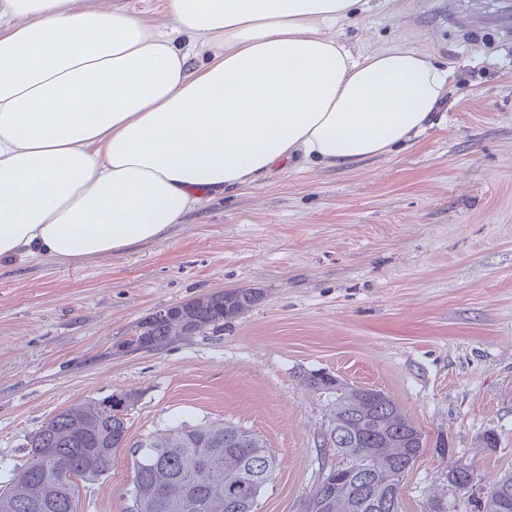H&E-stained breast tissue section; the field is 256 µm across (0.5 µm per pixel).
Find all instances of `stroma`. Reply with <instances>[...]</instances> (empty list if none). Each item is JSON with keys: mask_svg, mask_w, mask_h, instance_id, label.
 I'll use <instances>...</instances> for the list:
<instances>
[{"mask_svg": "<svg viewBox=\"0 0 512 512\" xmlns=\"http://www.w3.org/2000/svg\"><path fill=\"white\" fill-rule=\"evenodd\" d=\"M502 7L359 0L337 24L353 52L401 43L452 70L440 123L413 143L203 199L167 237L119 255L0 260V463L23 464L53 414L134 391L131 441L242 425L277 461L258 512H300L326 419L300 375L321 370L389 394L425 435L403 512H425L452 461L486 486L512 475V28L490 24ZM237 288L264 297L223 331L121 351L156 310ZM131 477L125 452L77 512H125Z\"/></svg>", "mask_w": 512, "mask_h": 512, "instance_id": "stroma-1", "label": "stroma"}]
</instances>
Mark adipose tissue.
I'll return each instance as SVG.
<instances>
[{
	"label": "adipose tissue",
	"instance_id": "adipose-tissue-1",
	"mask_svg": "<svg viewBox=\"0 0 512 512\" xmlns=\"http://www.w3.org/2000/svg\"><path fill=\"white\" fill-rule=\"evenodd\" d=\"M358 0H0V259L119 254L202 197L288 163L351 166L410 143L447 69L403 45L353 54ZM136 13H144L160 25H168L165 0H124Z\"/></svg>",
	"mask_w": 512,
	"mask_h": 512
}]
</instances>
